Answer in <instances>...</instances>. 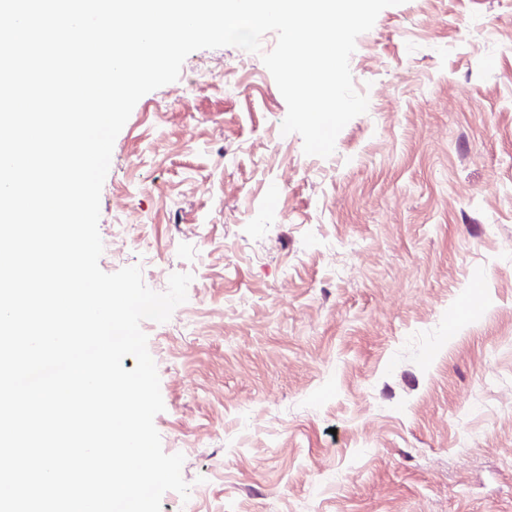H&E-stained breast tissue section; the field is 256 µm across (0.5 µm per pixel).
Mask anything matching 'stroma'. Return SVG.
<instances>
[{
	"instance_id": "obj_1",
	"label": "stroma",
	"mask_w": 512,
	"mask_h": 512,
	"mask_svg": "<svg viewBox=\"0 0 512 512\" xmlns=\"http://www.w3.org/2000/svg\"><path fill=\"white\" fill-rule=\"evenodd\" d=\"M276 42L191 53L101 191L104 272L192 276L141 324L191 486L161 512H512V0L382 10L326 158Z\"/></svg>"
}]
</instances>
